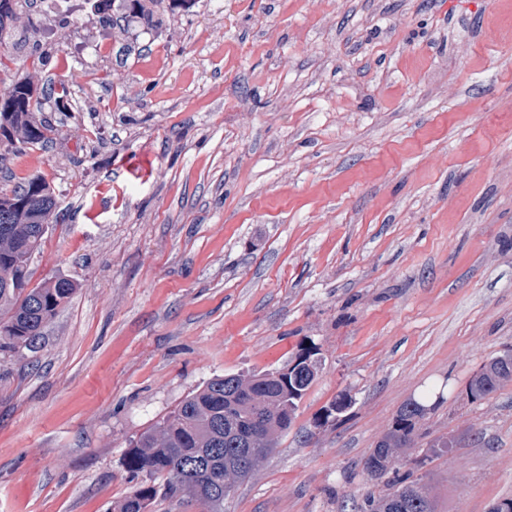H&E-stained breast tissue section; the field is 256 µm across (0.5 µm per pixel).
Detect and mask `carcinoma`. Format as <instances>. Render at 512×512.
Wrapping results in <instances>:
<instances>
[{
  "label": "carcinoma",
  "instance_id": "1",
  "mask_svg": "<svg viewBox=\"0 0 512 512\" xmlns=\"http://www.w3.org/2000/svg\"><path fill=\"white\" fill-rule=\"evenodd\" d=\"M20 0H0V47L7 22ZM107 0L95 5L103 24L116 28L129 18L146 26L154 23L145 0ZM37 89L22 80L0 91V137L12 145L42 144L53 126L33 116ZM57 207L49 185L32 177L10 190L0 191V347L37 348L46 324L66 305L75 288L67 279L29 287L30 263L39 252ZM274 372L216 376L189 394L179 406L143 432L126 452L128 469L143 477L140 486L118 502L114 512H150L158 494L153 481L166 478L171 497L198 502L206 512H224V497L233 479L251 474L278 444L292 423L299 401L317 375V362L309 361L305 375L272 379ZM512 382V353L490 360L469 385L470 397L484 399ZM430 406L416 400L404 403L391 429L375 444L365 462L376 476L398 472L399 452L414 442L416 425ZM396 489L382 497L369 495L362 512H434L420 483L410 476L394 479Z\"/></svg>",
  "mask_w": 512,
  "mask_h": 512
}]
</instances>
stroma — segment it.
Masks as SVG:
<instances>
[{
    "instance_id": "35a3bbf8",
    "label": "stroma",
    "mask_w": 512,
    "mask_h": 512,
    "mask_svg": "<svg viewBox=\"0 0 512 512\" xmlns=\"http://www.w3.org/2000/svg\"><path fill=\"white\" fill-rule=\"evenodd\" d=\"M92 2L16 10L0 54V89L42 90L56 130L0 141V191L45 178L31 281L77 286L38 352L0 350V512H113L142 432L308 350L315 381L224 512H360L426 394L403 463L435 512L512 498V383L469 395L512 353V0H164L151 29ZM508 382H512V353L497 356L484 365L470 382V397L484 399Z\"/></svg>"
}]
</instances>
